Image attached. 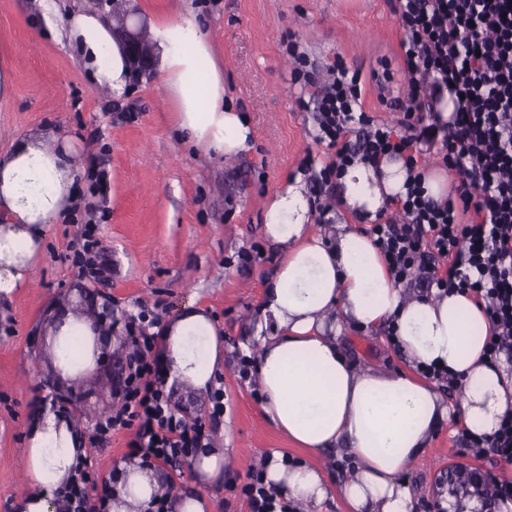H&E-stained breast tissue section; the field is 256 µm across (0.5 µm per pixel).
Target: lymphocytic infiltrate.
I'll return each instance as SVG.
<instances>
[{"label": "lymphocytic infiltrate", "instance_id": "obj_1", "mask_svg": "<svg viewBox=\"0 0 512 512\" xmlns=\"http://www.w3.org/2000/svg\"><path fill=\"white\" fill-rule=\"evenodd\" d=\"M398 12L407 81L405 97L392 102L399 123L363 110L359 71L329 65L313 120L333 159L312 178L319 187L356 160H402L405 191L390 197L391 214H376L366 233L397 280L413 276L429 291L469 292L495 328L486 350L494 359L512 345V0H398ZM447 96L454 108L445 116L439 105ZM432 151L458 177L440 200L424 186L423 159ZM157 325L144 313L126 323L135 355L114 378L121 405L96 424L90 445L130 429L129 458L169 464L209 442L175 408L159 362L149 359ZM462 440L476 455L512 461V412L491 436L466 432ZM247 477L249 512H293L263 470ZM96 484L89 457L80 458L58 494L59 512H107L109 491L88 495Z\"/></svg>", "mask_w": 512, "mask_h": 512}]
</instances>
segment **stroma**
Segmentation results:
<instances>
[{
  "mask_svg": "<svg viewBox=\"0 0 512 512\" xmlns=\"http://www.w3.org/2000/svg\"><path fill=\"white\" fill-rule=\"evenodd\" d=\"M55 28H47L38 0H0V45L13 49L15 93L0 100V151L17 136L47 131L79 132L80 152L92 154L108 174L106 196L91 195L87 180L71 217L49 225L46 248L31 283L0 300V512H17L25 492L22 468L27 432L35 417L53 411L44 382L50 371L47 323L66 293L83 289L112 299L126 319L146 309L166 321L188 301L209 313L224 331V414L211 418L209 396L171 385L173 398L201 418L212 440L237 455L235 469L211 487L212 512H249L234 496L250 468L272 455L317 464L318 455L295 447L265 420L254 379L236 367L264 334L258 305L278 264L263 232L269 197L299 175L303 159L316 166L332 160L315 139L313 119L298 99L305 90L292 80L283 41L293 37L315 60L316 84L327 66L342 60L361 71L365 111L393 122L388 102L407 92L400 42L404 37L396 0H111L107 21L128 17L148 32L158 18L192 16L202 24L224 73V95L248 116L254 131L249 150L227 160L196 149L175 122L157 63L132 69L127 91L114 98L98 86L71 45L65 15L92 8L93 0H55ZM389 65L393 80L379 91L373 78ZM93 223L102 255L112 268L108 281L93 282L72 262L85 223ZM260 247L255 263L241 264V250ZM341 345L359 366L406 368L386 330L344 329ZM460 427L442 422L422 459L402 478L415 494L416 512H428L449 465L464 462L496 470L490 460L460 455Z\"/></svg>",
  "mask_w": 512,
  "mask_h": 512,
  "instance_id": "obj_1",
  "label": "stroma"
}]
</instances>
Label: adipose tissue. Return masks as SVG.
<instances>
[{
    "instance_id": "obj_1",
    "label": "adipose tissue",
    "mask_w": 512,
    "mask_h": 512,
    "mask_svg": "<svg viewBox=\"0 0 512 512\" xmlns=\"http://www.w3.org/2000/svg\"><path fill=\"white\" fill-rule=\"evenodd\" d=\"M70 39L94 65L100 81L122 95L129 63L111 27L90 11L69 13ZM159 69L173 100L177 125L208 152L236 155L253 138L242 112L224 99V76L199 23L178 16L155 25ZM74 136H26L0 153V297L21 288L43 247L48 225L68 216L77 199L80 171ZM402 161L379 166L353 162L339 177L336 194L348 211L374 218L387 196L404 190ZM311 201L301 181L282 186L264 211V234L278 265L261 302L271 332L255 350L261 408L269 424L296 447L316 454L339 452L354 475L340 487L351 512H414L409 485L399 476L427 447L447 417L477 435L493 434L512 410V375L486 357L493 329L469 295L430 298L409 294L390 272L370 237L348 224L312 233ZM364 330L393 326L410 367L394 372L359 368L343 354L344 324ZM160 360L183 386L209 393L224 364V335L194 302L161 327ZM440 364L461 389L447 405L415 365ZM71 420L37 417L28 432V491L18 512H55L62 489L82 451ZM224 451L199 449V487L180 492L172 512H211L208 487L221 479ZM265 479L298 504H320L335 490L318 469L273 456ZM153 469L129 466L111 495L109 512H142L162 495Z\"/></svg>"
}]
</instances>
